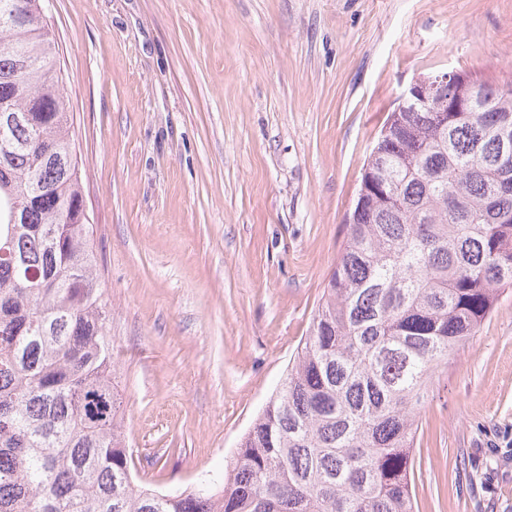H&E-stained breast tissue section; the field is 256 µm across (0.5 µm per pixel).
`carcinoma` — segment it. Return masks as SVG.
Segmentation results:
<instances>
[{
  "label": "carcinoma",
  "instance_id": "1",
  "mask_svg": "<svg viewBox=\"0 0 512 512\" xmlns=\"http://www.w3.org/2000/svg\"><path fill=\"white\" fill-rule=\"evenodd\" d=\"M41 7L0 0V512H415L428 387L512 286V88L391 112L279 391L221 479L160 491L131 472L79 164L53 160L76 146Z\"/></svg>",
  "mask_w": 512,
  "mask_h": 512
}]
</instances>
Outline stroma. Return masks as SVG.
Wrapping results in <instances>:
<instances>
[{"label":"stroma","instance_id":"35a3bbf8","mask_svg":"<svg viewBox=\"0 0 512 512\" xmlns=\"http://www.w3.org/2000/svg\"><path fill=\"white\" fill-rule=\"evenodd\" d=\"M137 484L220 477L406 87L512 86V0H46ZM418 512H512V287L437 373Z\"/></svg>","mask_w":512,"mask_h":512}]
</instances>
